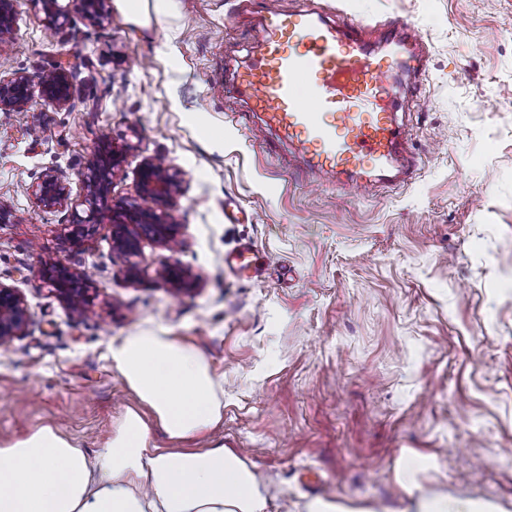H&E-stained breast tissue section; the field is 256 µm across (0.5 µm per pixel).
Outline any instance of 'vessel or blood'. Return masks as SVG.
<instances>
[{
  "label": "vessel or blood",
  "instance_id": "vessel-or-blood-1",
  "mask_svg": "<svg viewBox=\"0 0 512 512\" xmlns=\"http://www.w3.org/2000/svg\"><path fill=\"white\" fill-rule=\"evenodd\" d=\"M265 34L238 75L240 89L264 115L260 133L275 130L300 147L310 174L354 175L370 167L389 177L402 146L393 113L373 111L393 88L384 59L357 26L340 27L307 10L263 9ZM389 43L412 52L422 37L394 24ZM241 276L257 269V252L241 247L228 258Z\"/></svg>",
  "mask_w": 512,
  "mask_h": 512
}]
</instances>
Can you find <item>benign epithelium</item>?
<instances>
[{"label": "benign epithelium", "instance_id": "benign-epithelium-1", "mask_svg": "<svg viewBox=\"0 0 512 512\" xmlns=\"http://www.w3.org/2000/svg\"><path fill=\"white\" fill-rule=\"evenodd\" d=\"M43 2L51 27L64 29L69 18L59 8L58 0ZM110 10L111 0H83L85 16L95 23L103 22ZM15 20L14 0H0V35L13 37L16 32ZM37 97L58 106L71 104L74 100L73 84L67 69L61 65L53 68L36 87L24 75L0 77V110L26 112ZM123 161V152L105 140L82 174L86 195L80 203L72 201L68 179L59 173L45 174L32 187V194L36 203L44 208L71 209L72 220L66 225L67 238L76 243L89 234L99 219L105 217L101 204L106 200L112 177ZM138 183L144 197L170 204L180 193L181 178L178 171L163 165L154 157H146L138 168ZM80 204L88 206L84 217L77 210ZM111 222L115 247L129 257L140 254V239L144 236L156 239L172 252L184 247V240L180 237L181 225L170 213L160 214L127 206L112 210ZM39 273L70 308L85 311L89 302V285L86 282L67 268L55 264L42 265ZM27 323L28 311L19 290L0 284V346L23 335Z\"/></svg>", "mask_w": 512, "mask_h": 512}]
</instances>
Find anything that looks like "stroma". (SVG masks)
I'll return each mask as SVG.
<instances>
[{"label":"stroma","mask_w":512,"mask_h":512,"mask_svg":"<svg viewBox=\"0 0 512 512\" xmlns=\"http://www.w3.org/2000/svg\"><path fill=\"white\" fill-rule=\"evenodd\" d=\"M59 4L69 24L56 32L42 0H16L0 51L1 77L61 63L74 87L71 108L0 112V207L13 215L0 284L29 314L0 346V442L52 425L98 448L135 403L106 360L113 339L167 329L223 379L224 443L255 465L270 512H304L312 496L405 512L407 455L430 463L424 491L512 512V0L306 4L377 45L396 17L422 36L390 106L417 170L360 194L343 175L311 190L292 147L254 135L234 74L257 53L258 0H172L163 16L145 0L136 17L116 4L100 24L79 0ZM104 137L125 155L110 204L163 211L141 197L138 166L180 171L181 252L145 239L128 262L106 220L70 243L69 210L36 203L47 172L82 198ZM245 244L262 256L249 278L226 263ZM48 262L87 279V314L41 277Z\"/></svg>","instance_id":"35a3bbf8"}]
</instances>
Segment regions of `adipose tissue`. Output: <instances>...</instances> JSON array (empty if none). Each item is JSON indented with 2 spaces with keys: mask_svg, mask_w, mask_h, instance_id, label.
I'll use <instances>...</instances> for the list:
<instances>
[{
  "mask_svg": "<svg viewBox=\"0 0 512 512\" xmlns=\"http://www.w3.org/2000/svg\"><path fill=\"white\" fill-rule=\"evenodd\" d=\"M106 359L136 406L91 452L52 426L0 443V512H269L263 479L216 435L224 387L199 347L136 330Z\"/></svg>",
  "mask_w": 512,
  "mask_h": 512,
  "instance_id": "1",
  "label": "adipose tissue"
}]
</instances>
